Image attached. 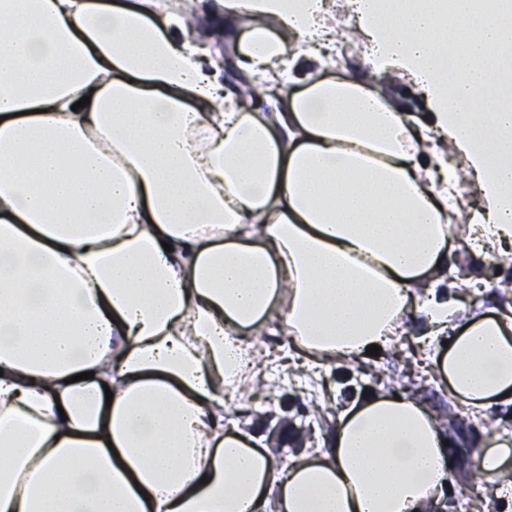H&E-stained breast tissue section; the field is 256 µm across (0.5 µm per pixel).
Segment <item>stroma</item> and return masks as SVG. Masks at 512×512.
<instances>
[{
  "label": "stroma",
  "mask_w": 512,
  "mask_h": 512,
  "mask_svg": "<svg viewBox=\"0 0 512 512\" xmlns=\"http://www.w3.org/2000/svg\"><path fill=\"white\" fill-rule=\"evenodd\" d=\"M338 34L336 75L363 77L370 71L361 55L353 53L357 38L342 17L332 21ZM452 261L463 276L498 285L496 296L487 291H461L468 304L495 299L512 303V258L494 262L478 253L455 249ZM420 317H413L407 334L379 356H366L356 362L332 368L310 366L303 359L289 358L290 342L283 336H263L261 345L272 356L265 374L271 385L244 393L247 431L254 444L269 448L285 458L293 453L323 447L338 414L364 393L405 394L416 398L443 427L452 446L481 447L491 438L512 440V404L497 403L485 413L474 414L452 398L448 383L433 367L435 354L445 352V337H422ZM323 405V414H313L315 405ZM443 512H512V463L495 483L476 476V466L464 457L453 458L450 479L442 497Z\"/></svg>",
  "instance_id": "1"
}]
</instances>
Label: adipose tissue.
I'll return each instance as SVG.
<instances>
[{
    "label": "adipose tissue",
    "instance_id": "ef3b65f1",
    "mask_svg": "<svg viewBox=\"0 0 512 512\" xmlns=\"http://www.w3.org/2000/svg\"><path fill=\"white\" fill-rule=\"evenodd\" d=\"M357 0L355 47L405 71L426 119L332 58L336 0H215L253 112L189 34L185 0H0V512H429L452 457L404 394L343 409L279 460L233 419L288 336L318 365L423 314L452 397L512 402V305L441 288L451 229L512 253V12ZM89 105L77 108L82 97ZM471 181L482 204L472 208Z\"/></svg>",
    "mask_w": 512,
    "mask_h": 512
}]
</instances>
